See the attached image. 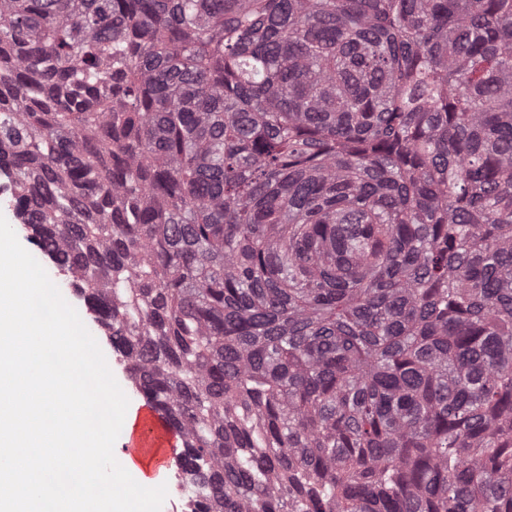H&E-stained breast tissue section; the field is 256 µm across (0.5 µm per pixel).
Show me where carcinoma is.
Listing matches in <instances>:
<instances>
[{"mask_svg":"<svg viewBox=\"0 0 512 512\" xmlns=\"http://www.w3.org/2000/svg\"><path fill=\"white\" fill-rule=\"evenodd\" d=\"M2 91L187 512H512V0H0Z\"/></svg>","mask_w":512,"mask_h":512,"instance_id":"1","label":"carcinoma"}]
</instances>
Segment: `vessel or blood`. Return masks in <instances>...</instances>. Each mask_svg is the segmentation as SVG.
<instances>
[{
	"instance_id": "b4317fda",
	"label": "vessel or blood",
	"mask_w": 512,
	"mask_h": 512,
	"mask_svg": "<svg viewBox=\"0 0 512 512\" xmlns=\"http://www.w3.org/2000/svg\"><path fill=\"white\" fill-rule=\"evenodd\" d=\"M126 455L141 462L150 478L162 476L175 459L178 435L170 430L151 407H141L134 432L124 445Z\"/></svg>"
}]
</instances>
